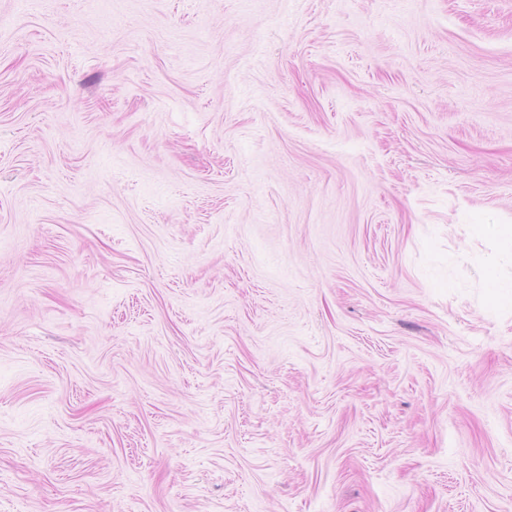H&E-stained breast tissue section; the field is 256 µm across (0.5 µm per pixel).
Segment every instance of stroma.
<instances>
[{
  "label": "stroma",
  "instance_id": "1",
  "mask_svg": "<svg viewBox=\"0 0 512 512\" xmlns=\"http://www.w3.org/2000/svg\"><path fill=\"white\" fill-rule=\"evenodd\" d=\"M512 0H0V512H512ZM478 234L494 241L496 251L483 261V275L493 297H511L512 278L499 273V262L504 258L512 259V226L505 224H479Z\"/></svg>",
  "mask_w": 512,
  "mask_h": 512
}]
</instances>
